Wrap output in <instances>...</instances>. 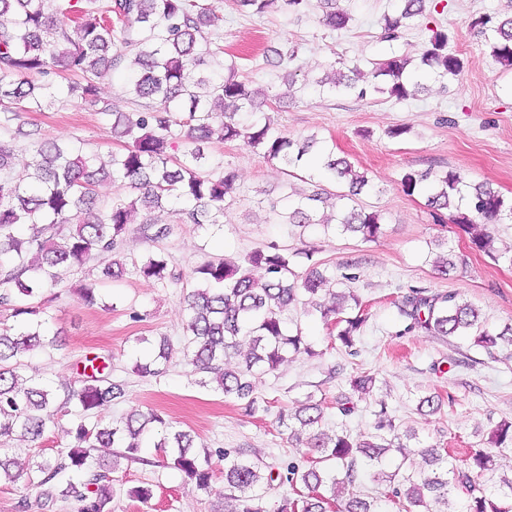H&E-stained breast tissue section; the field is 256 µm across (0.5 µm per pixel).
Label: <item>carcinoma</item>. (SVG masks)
Returning <instances> with one entry per match:
<instances>
[{
    "mask_svg": "<svg viewBox=\"0 0 512 512\" xmlns=\"http://www.w3.org/2000/svg\"><path fill=\"white\" fill-rule=\"evenodd\" d=\"M254 14L281 6L293 12L308 7L309 0H234ZM396 15L383 18V38L397 39L404 21L422 15L426 0H401ZM323 22L336 30L346 27L348 14L336 0H323ZM71 15L73 30L55 24V14ZM224 17L199 0H0V126H8L18 113L42 108L35 77L67 71L82 78L68 86V93L87 110L113 113V134L127 139L122 152L104 160L57 138H40L22 161L31 170L32 185L24 187L4 176L18 159L12 143L0 140V306L20 318L18 326L0 330V440L14 436L37 442L50 422L48 408L57 395L39 378L23 379L19 369L35 352L55 345L57 337L38 318L41 298L59 286L57 270L81 268L95 259L104 260L101 276L118 281L126 267L117 260L127 224L141 207L159 206L175 196L183 199L182 220L199 227L221 223L224 203L235 190V174L205 173V145L217 138L241 141L260 149L269 160L288 167L301 164L317 146L313 136L292 140L275 131L271 121L245 119L261 105L247 83L238 77L235 60L224 64V77H212V66L224 53L220 29ZM470 27L486 39L491 55L512 69V18L494 20L486 15L473 19ZM410 58L391 55L375 63L372 77L380 83L373 91L404 100L410 88L419 85L409 71ZM423 70L438 79L458 76L463 60L450 47L448 32L433 31L420 57ZM123 67L130 71L128 92L145 105L131 112L112 111V104L99 97L95 78L101 72ZM184 129V160L169 154L174 133ZM324 169L339 179H349L348 192L339 196L342 231L373 242L383 234V216L368 210L357 196L368 184L366 175L352 170L344 158L322 150ZM103 181L134 191L105 204L96 193ZM402 190L412 195L427 193L426 206L435 221L456 224L468 235L473 248L493 254L489 225L512 223V202L483 185L471 187L456 170L441 173L409 170L400 180ZM330 200L326 192L300 197L283 215L285 224H323L319 205ZM142 237L166 236L169 227L145 221ZM260 275H254V271ZM137 273L146 281L176 283L180 275L168 268L164 256H150ZM198 286L185 296L187 310L185 358L199 375V384L215 385L226 396L246 401L256 410L251 378L271 373L285 361L288 352L314 354L300 327L291 330L282 312L291 304L307 305L303 297L324 291L326 275L313 267L298 274L290 258L273 245L251 252L240 264L227 259L207 261L194 270ZM328 298L313 303L320 319L346 348L365 326L362 313L346 315L349 303L361 308L351 291H327ZM401 314L411 320L410 329L435 336L475 334V342L492 348L512 343V326L493 333L481 325L478 311L456 293L426 296L420 291L404 298ZM249 350L241 353V339ZM171 345L159 339L150 360L135 364L142 377H156L166 369ZM238 357L230 370L226 361ZM76 385L62 387L64 401L77 409L69 430L68 450L52 460L35 463L39 505L60 496L73 501L72 512H112L115 491L110 468L89 463L96 448H122V456L134 458L143 436L156 424L161 428L157 447L163 449L168 467L182 472L197 487L208 489L212 457L224 459V512H448V497L456 494L464 503L462 512H512V478L503 488L489 493L478 482L479 472L492 465L493 455L477 450L465 467H448L447 450L433 446L421 454L439 465L423 477L403 472L408 460L406 445L395 442V425L381 407L373 431L357 438L347 433L329 435L319 429L324 407L306 401L293 413H282L279 424L293 436L309 433L308 454L295 457L284 472L264 474V464L241 452L195 450L193 437L175 429L160 415L135 409L118 420L105 421L99 412L123 394L122 384L112 381V362L100 356L88 359ZM94 422H89V419ZM398 451L402 460L395 470L382 468L383 457ZM288 482L295 497L284 498L276 507L263 504L264 489L274 477ZM381 490L361 492L362 479Z\"/></svg>",
    "mask_w": 512,
    "mask_h": 512,
    "instance_id": "1",
    "label": "carcinoma"
}]
</instances>
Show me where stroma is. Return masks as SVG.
Listing matches in <instances>:
<instances>
[{
    "instance_id": "1",
    "label": "stroma",
    "mask_w": 512,
    "mask_h": 512,
    "mask_svg": "<svg viewBox=\"0 0 512 512\" xmlns=\"http://www.w3.org/2000/svg\"><path fill=\"white\" fill-rule=\"evenodd\" d=\"M210 2L224 16V51L239 57L241 79L257 100L278 98L277 108L270 111L274 129L292 138L317 135L354 170L366 173L369 184L359 201L381 211L383 234L365 243L337 227L278 223L270 202L287 205L316 184L344 192L346 181L310 165L287 175L278 162L242 142H213L206 151L209 170L237 174L222 225L181 223L182 205L171 198L152 218L171 225L173 232L149 242L140 234L143 216L135 214L120 249L127 269L124 280L102 284L100 304L89 307L74 292L89 280L88 269L63 270L56 299L42 304L40 313L47 327L59 333L61 344L33 355L22 377L36 374L57 387L78 380L87 358H111L112 378L122 384L124 395L103 410L105 419L133 409L151 410L207 447L242 448L277 470L305 450L304 442L289 439L278 415L294 411L309 396L326 405L321 428L327 433L371 432L377 412L384 409L396 434L409 435L411 447L437 444L447 448L450 464L465 463L468 449L488 448L499 422L512 419V347L487 349L470 336L408 330L399 307L414 288L429 296L455 293L480 310L488 329L501 331L512 324V262L473 250L457 226L434 223L425 194H405L400 179L409 170L453 169L468 183L488 186L512 200V70L498 64L484 38L468 26L482 15L512 16V0H427L423 15L391 42L382 39L381 22L396 0H337L350 16L347 27L339 30L323 24L319 0H310L304 11L263 15L238 10L233 0ZM436 29L448 31L452 49L464 62L462 73L447 84L426 81L424 89L401 101L377 93L363 98L322 95L314 88L316 79L337 78L355 67L370 74L375 62L394 53L419 57ZM292 47L296 59L288 67L275 66L277 52ZM288 72L296 80L290 90L283 81ZM72 79L68 72L50 78L42 109L21 113L9 128H0V139H14L24 149L30 132L36 131L88 153L121 150V142L112 137L111 115L85 111L68 97ZM397 126L403 135L389 136ZM272 244L287 249L297 273L316 266L351 274V288L368 322L349 352L328 336L319 316H304L301 305H290L286 320L301 325L314 352L296 354L275 372L253 378L257 410L249 415L234 397L196 384L182 351L183 297L202 262L214 257L240 262ZM156 253L179 274L178 283L162 285L139 277L137 266ZM443 254L455 262L445 274L435 265ZM162 336L173 348L166 373L138 376L135 361L145 355L148 342ZM361 373L372 375L375 386L357 398L353 414L341 415L335 401L351 395L350 381ZM432 394L443 400L434 413L420 407L422 398ZM73 418L72 412L55 409L41 443L14 439L1 443L0 452L23 473L40 458L67 448ZM155 440L152 434L145 437L137 459L117 460L111 473L118 489L112 512H220L223 461H214L205 492L165 466ZM140 486L151 488L149 502L131 497V490Z\"/></svg>"
}]
</instances>
